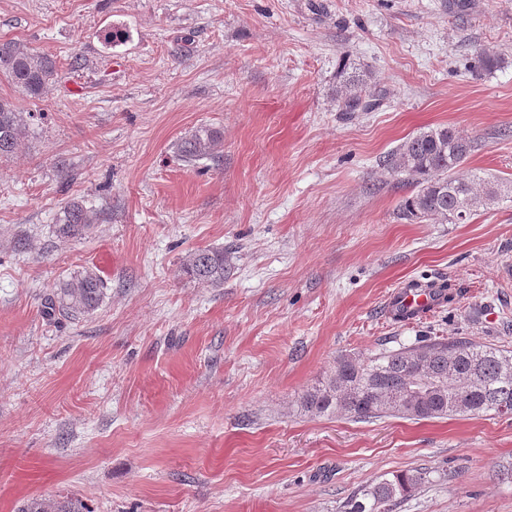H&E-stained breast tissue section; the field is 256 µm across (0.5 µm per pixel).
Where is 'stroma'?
Segmentation results:
<instances>
[{
	"label": "stroma",
	"instance_id": "35a3bbf8",
	"mask_svg": "<svg viewBox=\"0 0 512 512\" xmlns=\"http://www.w3.org/2000/svg\"><path fill=\"white\" fill-rule=\"evenodd\" d=\"M0 42L59 73L38 99L0 75L29 115L0 160V512H341L414 468L431 480L392 512H512V416L300 407L338 360L421 336L512 351V197L409 223L413 181L380 164L450 125L465 170L512 185V0H0ZM344 72L372 110L341 109ZM202 127L219 141L187 160ZM73 199L98 218L66 241ZM208 248L218 288L183 271ZM84 270L99 307L47 317ZM413 283L455 299L397 321ZM17 512H91L78 498L33 497L24 503Z\"/></svg>",
	"mask_w": 512,
	"mask_h": 512
}]
</instances>
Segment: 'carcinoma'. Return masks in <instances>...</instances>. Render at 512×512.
Masks as SVG:
<instances>
[{"label": "carcinoma", "instance_id": "carcinoma-1", "mask_svg": "<svg viewBox=\"0 0 512 512\" xmlns=\"http://www.w3.org/2000/svg\"><path fill=\"white\" fill-rule=\"evenodd\" d=\"M0 73L30 98L40 97L58 74L55 59L28 52L12 42L0 43ZM365 84L351 79L338 91L345 110L367 111ZM25 120L17 105L0 97V159L15 154L21 145ZM217 133L201 128L184 142L180 151L189 160L207 156ZM473 142L450 127H428L383 157L381 166L391 175H408L417 191L403 202L407 219L433 217L450 224L467 220L474 212L490 209L509 191L500 183L477 175H456L472 150ZM95 223L94 212L78 201H69L58 217L62 238H80ZM183 271L202 284H224V250L204 249L189 255ZM104 282L93 271H83L62 282L59 291L44 302L48 316L86 315L98 307ZM418 388L415 402L391 403ZM463 413L480 416L512 414V352L460 340L425 337L411 346L366 361L342 358L329 375L300 401L315 416L345 414L357 420L384 416L412 419L442 418ZM430 481V472L412 469L392 475L351 496L343 512H390L404 497ZM18 512H90L77 498L33 497Z\"/></svg>", "mask_w": 512, "mask_h": 512}]
</instances>
